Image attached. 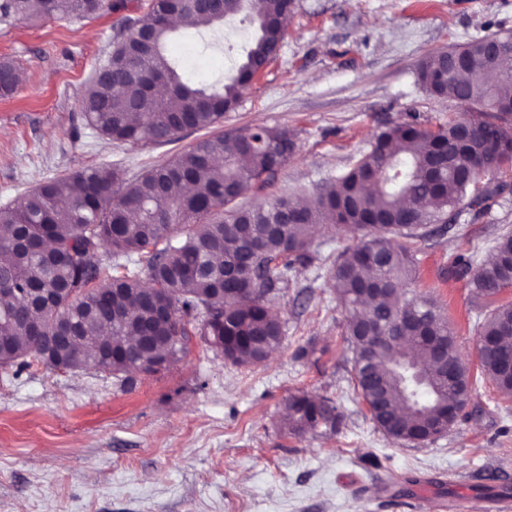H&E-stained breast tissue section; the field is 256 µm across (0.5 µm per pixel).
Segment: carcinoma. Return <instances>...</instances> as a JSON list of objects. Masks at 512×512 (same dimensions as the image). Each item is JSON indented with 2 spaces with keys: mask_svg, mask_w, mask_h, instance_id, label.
<instances>
[{
  "mask_svg": "<svg viewBox=\"0 0 512 512\" xmlns=\"http://www.w3.org/2000/svg\"><path fill=\"white\" fill-rule=\"evenodd\" d=\"M294 0H222L210 13L192 0H150L142 15L119 19L123 38L112 43L105 72L92 77L80 99L88 125L112 144L166 145L186 131L202 137L169 162L129 177L118 165H101L54 177L24 195L18 207L0 208V365L38 362L79 372L111 373L125 385L132 372L184 355L199 335L235 365L262 363L280 347L283 326L269 296L288 287L294 265L313 260L312 232L319 224L356 240L329 269L332 288L347 313L355 389L378 400L390 418L378 419L385 435L421 444L433 438L448 411L471 394L465 366L447 381L448 362L431 343L455 339L437 307L401 298L416 266L415 244L429 226L446 224L464 208L482 210L498 188L468 177L482 158L503 171L512 165L508 118L482 113L469 141L457 142L460 120L435 130L414 122L381 131L352 166L321 188L288 222L278 198L244 207L239 199L263 189L297 148L286 128L240 127L208 135L224 122L252 82L257 60L274 59L285 38L282 20ZM125 0H0V24L34 19H93ZM246 15L254 28L249 49L224 79L199 86L179 74L168 54L171 19L200 20L221 28ZM485 38L428 54L418 79L431 95L478 110L488 101L512 103V48L492 80L459 70L447 58L478 61ZM17 67L0 62V96L13 94ZM455 275L470 277L475 292L499 294L512 282V232L498 235L485 259L459 254ZM36 326L51 337V355L28 337ZM483 374L512 399V302L483 323ZM341 415L328 398L304 391L288 396L284 427L299 434L320 425L335 429Z\"/></svg>",
  "mask_w": 512,
  "mask_h": 512,
  "instance_id": "cac0c4a2",
  "label": "carcinoma"
}]
</instances>
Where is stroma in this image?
Masks as SVG:
<instances>
[{
  "label": "stroma",
  "mask_w": 512,
  "mask_h": 512,
  "mask_svg": "<svg viewBox=\"0 0 512 512\" xmlns=\"http://www.w3.org/2000/svg\"><path fill=\"white\" fill-rule=\"evenodd\" d=\"M278 58L224 116L225 129L286 127L297 150L258 197L304 202L398 122L436 129L465 117L429 95L427 53L512 32V0H295ZM117 14L0 24V60L20 83L0 97V208L53 177L111 163L136 175L194 144L196 132L153 147L115 146L85 123L79 100L112 48ZM253 35L244 16L223 33L184 29L171 52L184 77L212 83ZM478 214L462 211L417 242L411 283L448 320L474 381L447 432L413 444L372 422L353 382L345 312L326 268L299 265L272 297L284 325L258 366L225 362L200 337L169 369L131 386L87 369L0 368V512H498L512 500V403L480 368L475 343L497 306L448 273L464 241L490 248L512 232V171ZM331 398L336 430L282 429L289 394Z\"/></svg>",
  "instance_id": "obj_1"
}]
</instances>
